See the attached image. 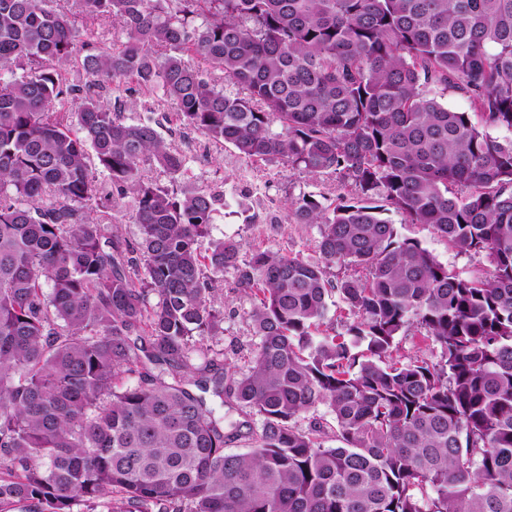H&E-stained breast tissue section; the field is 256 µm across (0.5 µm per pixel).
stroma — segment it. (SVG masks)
Masks as SVG:
<instances>
[{
    "instance_id": "1",
    "label": "stroma",
    "mask_w": 512,
    "mask_h": 512,
    "mask_svg": "<svg viewBox=\"0 0 512 512\" xmlns=\"http://www.w3.org/2000/svg\"><path fill=\"white\" fill-rule=\"evenodd\" d=\"M168 141L192 156L195 183L224 196L235 208L234 213L218 215L214 234L239 241L245 257L257 249H271L310 263L319 262L318 226L291 223L288 206L290 200L305 192L331 199L346 194V187L336 176L313 179L289 175L286 168L276 165L259 167L239 159L230 149L214 146L197 133L179 127L174 128ZM387 217L404 236L420 242L449 268L471 276L488 269L483 256L459 253L433 225L403 223L401 216L392 211ZM237 279L235 271H225L224 290L218 301L224 310V333L209 338L207 346L209 351L223 353L225 363L241 374L249 368V352L257 338L247 318L255 298L238 288Z\"/></svg>"
}]
</instances>
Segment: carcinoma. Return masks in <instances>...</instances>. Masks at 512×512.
Wrapping results in <instances>:
<instances>
[{
    "label": "carcinoma",
    "mask_w": 512,
    "mask_h": 512,
    "mask_svg": "<svg viewBox=\"0 0 512 512\" xmlns=\"http://www.w3.org/2000/svg\"><path fill=\"white\" fill-rule=\"evenodd\" d=\"M135 92L353 186L289 204L322 263L212 236L222 198ZM228 269L256 299L241 375L191 357ZM332 306L345 335L318 338ZM411 329L440 361L394 356ZM226 394L260 419L243 453ZM320 405L330 431L300 429ZM0 512H512V0H0ZM144 102L145 101H143L138 94H133L129 100V109L127 111V115L130 117H153L154 119H161L162 115H167L173 112V110L166 102L159 99H155V101L151 104L154 112H146L143 106ZM112 214L114 215V224H117L122 233L130 240L138 239V229L136 224H132L130 215L133 208V198L129 194L123 199H116L112 203ZM383 216L396 224L404 236L420 242L449 268L471 276L481 275L489 269V263L483 256L459 253L456 248L448 244L447 239L442 237L433 225L403 224L402 217L394 211L387 212Z\"/></svg>",
    "instance_id": "1"
}]
</instances>
